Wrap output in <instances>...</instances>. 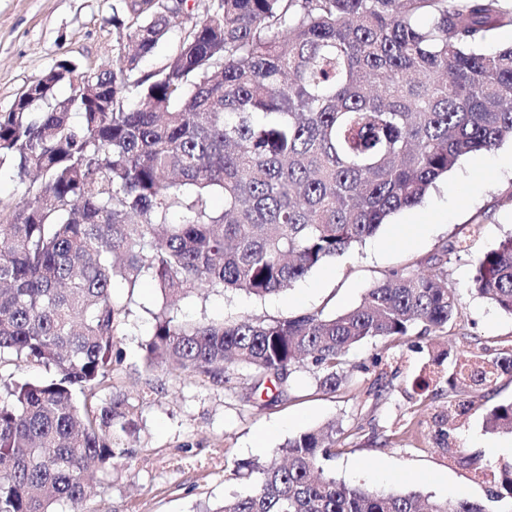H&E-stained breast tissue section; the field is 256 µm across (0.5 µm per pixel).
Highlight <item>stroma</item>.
I'll return each mask as SVG.
<instances>
[{
  "label": "stroma",
  "mask_w": 512,
  "mask_h": 512,
  "mask_svg": "<svg viewBox=\"0 0 512 512\" xmlns=\"http://www.w3.org/2000/svg\"><path fill=\"white\" fill-rule=\"evenodd\" d=\"M124 0H0V113L33 80L63 57L98 70L117 56L112 17ZM512 142L477 152L452 169L416 208L353 249L310 271L288 290L264 298L202 288L178 305L180 317L197 321L245 316L275 320L295 313L334 314L357 305L367 288L392 270L426 267L447 254L448 281L459 315L444 336L372 338L354 348L341 372L342 386L320 390L311 369H293L278 401L253 391L252 373L237 372L231 386L147 368L144 345L162 295L151 281L134 291L131 313L112 369V389L134 405V427L123 435L128 453L111 473L96 474L88 512H204L206 506L249 492L239 476L248 463L272 461L289 437L332 423L336 443L326 471L351 485L403 490L456 504L468 499L486 512H512L497 480L485 470L512 467V433L492 432L485 410L459 415L445 381L420 389L416 380L433 357L464 358L469 337L489 349L512 347V316L471 289L478 258L512 235V170L500 167ZM423 225L410 244L398 242L399 225ZM448 416L447 444L434 437L437 416ZM263 439V450L254 442Z\"/></svg>",
  "instance_id": "35a3bbf8"
}]
</instances>
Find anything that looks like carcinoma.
I'll return each instance as SVG.
<instances>
[{"label": "carcinoma", "instance_id": "cac0c4a2", "mask_svg": "<svg viewBox=\"0 0 512 512\" xmlns=\"http://www.w3.org/2000/svg\"><path fill=\"white\" fill-rule=\"evenodd\" d=\"M125 2L111 66L90 82L62 58L0 114V167L25 185L0 202V365L47 373L0 399V512H85L89 466L107 473L127 453L112 365L145 278L162 294L148 366L216 384L247 368L272 400L305 363L336 390L368 338L448 334L459 302L439 257L340 314L206 322L175 307L196 288L284 291L512 140V45L485 49L512 26L508 0H210L147 74L142 60L191 15L185 0ZM472 286L512 316V236L479 257ZM469 357L482 370H452L448 392L482 406L512 352L474 337ZM486 427L512 431V402ZM334 435L293 436L283 463L249 469L250 492L205 512H485L324 473Z\"/></svg>", "mask_w": 512, "mask_h": 512}]
</instances>
